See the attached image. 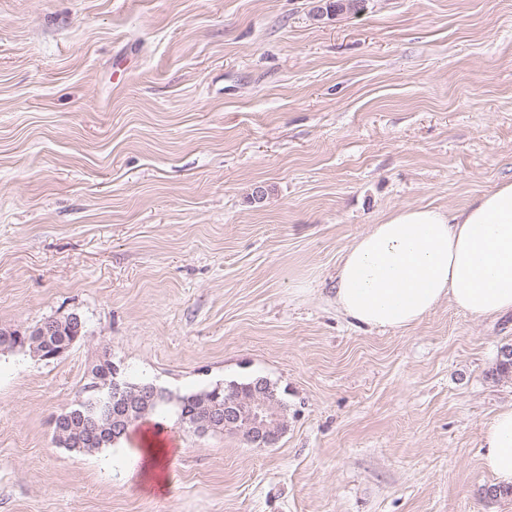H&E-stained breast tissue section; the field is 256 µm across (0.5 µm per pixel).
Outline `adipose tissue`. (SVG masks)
I'll return each instance as SVG.
<instances>
[{
	"label": "adipose tissue",
	"instance_id": "adipose-tissue-1",
	"mask_svg": "<svg viewBox=\"0 0 512 512\" xmlns=\"http://www.w3.org/2000/svg\"><path fill=\"white\" fill-rule=\"evenodd\" d=\"M476 317L512 313V182L445 212L397 209L344 250L336 268L337 310L353 321L399 330L441 302ZM483 467L512 486V405L483 429Z\"/></svg>",
	"mask_w": 512,
	"mask_h": 512
}]
</instances>
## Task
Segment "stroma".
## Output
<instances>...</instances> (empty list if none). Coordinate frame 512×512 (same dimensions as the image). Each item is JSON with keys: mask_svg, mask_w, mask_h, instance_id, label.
Returning <instances> with one entry per match:
<instances>
[{"mask_svg": "<svg viewBox=\"0 0 512 512\" xmlns=\"http://www.w3.org/2000/svg\"><path fill=\"white\" fill-rule=\"evenodd\" d=\"M317 4L0 0V329L86 322L0 351V512H512L481 463L512 314L380 331L333 301L370 224L512 181V0ZM105 354L175 397L267 378L288 426L256 448L164 408L63 448ZM73 316H78V314L72 313L63 318H49L32 330L21 332L22 336L28 337L26 348L33 353L43 352L42 356H46V348L49 345H53L63 338L71 339V336H74L69 342L60 344L61 347L55 356L43 357V359H54L61 355L84 333L83 319L78 316L81 325V335L78 336L79 323ZM67 343L69 344L66 345Z\"/></svg>", "mask_w": 512, "mask_h": 512, "instance_id": "35a3bbf8", "label": "stroma"}]
</instances>
